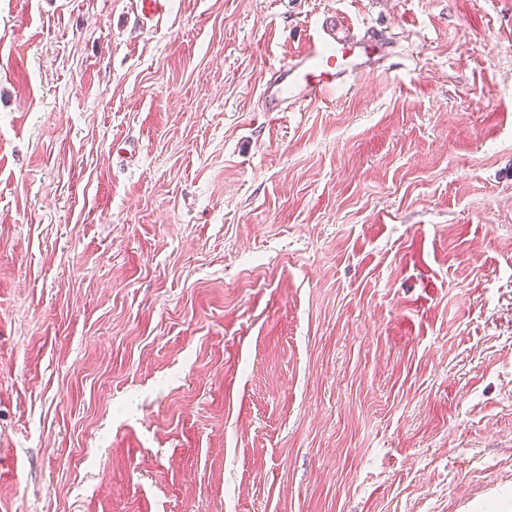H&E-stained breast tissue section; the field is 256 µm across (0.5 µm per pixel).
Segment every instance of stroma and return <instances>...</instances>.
<instances>
[{
    "label": "stroma",
    "instance_id": "stroma-1",
    "mask_svg": "<svg viewBox=\"0 0 512 512\" xmlns=\"http://www.w3.org/2000/svg\"><path fill=\"white\" fill-rule=\"evenodd\" d=\"M135 2L0 0V512H512V0ZM384 51V43L355 38L341 20H330L326 28L312 36L302 55L274 67L262 85L264 110L291 112L299 102H311L336 83L353 78L362 68L359 57L369 51Z\"/></svg>",
    "mask_w": 512,
    "mask_h": 512
}]
</instances>
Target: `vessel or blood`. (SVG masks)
Listing matches in <instances>:
<instances>
[{"instance_id":"obj_1","label":"vessel or blood","mask_w":512,"mask_h":512,"mask_svg":"<svg viewBox=\"0 0 512 512\" xmlns=\"http://www.w3.org/2000/svg\"><path fill=\"white\" fill-rule=\"evenodd\" d=\"M383 50L381 42L354 37L343 21H329L304 54L270 71L262 85L265 111L288 112L295 104L317 99L353 78L362 68L361 55Z\"/></svg>"}]
</instances>
